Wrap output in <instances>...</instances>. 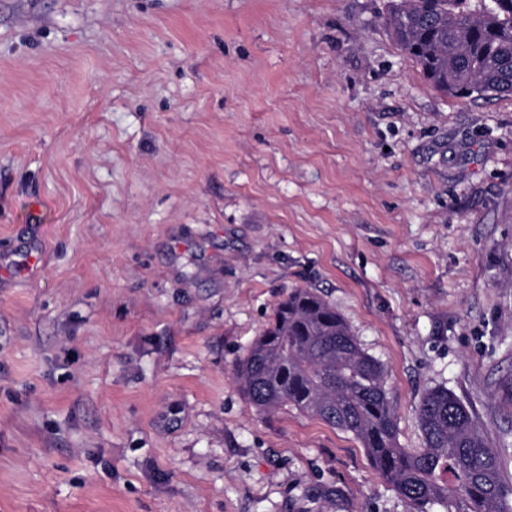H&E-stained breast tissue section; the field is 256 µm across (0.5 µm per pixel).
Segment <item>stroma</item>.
I'll use <instances>...</instances> for the list:
<instances>
[{
    "label": "stroma",
    "mask_w": 512,
    "mask_h": 512,
    "mask_svg": "<svg viewBox=\"0 0 512 512\" xmlns=\"http://www.w3.org/2000/svg\"><path fill=\"white\" fill-rule=\"evenodd\" d=\"M386 0H0V512H406L232 368L310 288L399 444L454 392L512 486V95L439 92Z\"/></svg>",
    "instance_id": "stroma-1"
}]
</instances>
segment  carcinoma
Instances as JSON below:
<instances>
[{
    "label": "carcinoma",
    "mask_w": 512,
    "mask_h": 512,
    "mask_svg": "<svg viewBox=\"0 0 512 512\" xmlns=\"http://www.w3.org/2000/svg\"><path fill=\"white\" fill-rule=\"evenodd\" d=\"M483 2L388 0L384 24L438 91L512 94V0L489 10ZM234 371L257 411L293 407L356 437L406 512H512L499 452L454 392L429 389L418 410L422 447L399 446L384 367L312 289L274 307Z\"/></svg>",
    "instance_id": "obj_1"
}]
</instances>
